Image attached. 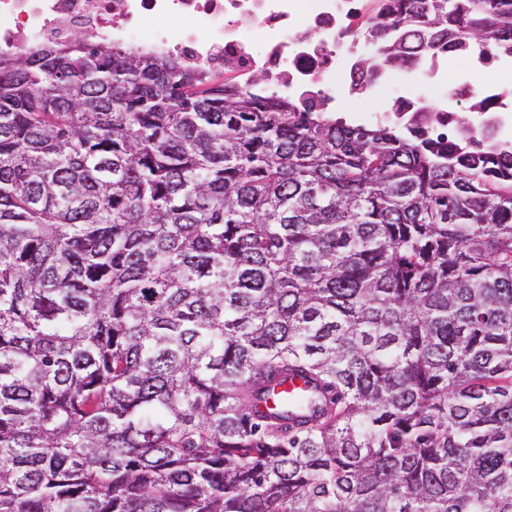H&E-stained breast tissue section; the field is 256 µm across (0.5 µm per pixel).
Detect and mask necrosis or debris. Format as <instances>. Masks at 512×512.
<instances>
[{
    "label": "necrosis or debris",
    "mask_w": 512,
    "mask_h": 512,
    "mask_svg": "<svg viewBox=\"0 0 512 512\" xmlns=\"http://www.w3.org/2000/svg\"><path fill=\"white\" fill-rule=\"evenodd\" d=\"M385 0H0V52L25 55L41 45L82 39L131 52L177 58L201 85L261 93L268 82L299 108H327L385 92L384 111L354 113L392 129L434 138L456 128L453 106L482 98L466 132L475 144L512 149V56L471 57L420 48L403 65L366 71L376 51L367 19ZM439 101L431 110L429 101Z\"/></svg>",
    "instance_id": "4bbe7bcc"
}]
</instances>
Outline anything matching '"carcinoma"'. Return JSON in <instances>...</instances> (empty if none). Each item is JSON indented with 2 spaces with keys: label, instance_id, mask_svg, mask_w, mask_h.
I'll return each instance as SVG.
<instances>
[{
  "label": "carcinoma",
  "instance_id": "carcinoma-1",
  "mask_svg": "<svg viewBox=\"0 0 512 512\" xmlns=\"http://www.w3.org/2000/svg\"><path fill=\"white\" fill-rule=\"evenodd\" d=\"M389 23L512 50V0ZM0 512H512V152L0 53Z\"/></svg>",
  "mask_w": 512,
  "mask_h": 512
}]
</instances>
